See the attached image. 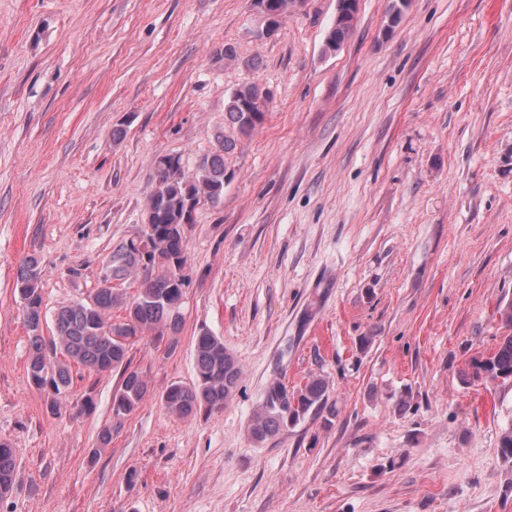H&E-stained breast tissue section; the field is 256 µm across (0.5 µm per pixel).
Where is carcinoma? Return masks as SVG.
<instances>
[{
    "instance_id": "cac0c4a2",
    "label": "carcinoma",
    "mask_w": 512,
    "mask_h": 512,
    "mask_svg": "<svg viewBox=\"0 0 512 512\" xmlns=\"http://www.w3.org/2000/svg\"><path fill=\"white\" fill-rule=\"evenodd\" d=\"M352 24H334L326 38V49L335 51L344 43ZM268 93L255 84L234 90L224 105V125L242 136H249L266 118ZM236 147L234 138L220 136V149L200 158L191 174L174 179L170 174L173 156L155 160L154 185L149 193V224L135 238L116 246L104 264V277L86 299L58 308L53 315L54 331L44 335L47 311L42 296L41 261L28 257L19 268L15 291L24 305L25 325L30 345L28 376L34 387L51 394L49 408H60V397L71 386L74 365L98 374L121 371V385L112 399V424L98 437L104 448L112 441L123 421L150 391L144 375L131 368V343L148 331L175 335L179 331V307L186 286L182 274L187 237V196L219 202L226 183L225 156ZM135 275L137 293L127 298L112 282ZM124 316L115 323L107 316L114 309ZM196 381L191 386L170 385L161 395L164 408L178 418L224 408L239 382L241 369L224 346L223 339L203 330L195 341ZM482 377L489 381L512 378V334L501 338L494 353L476 358L470 368L459 373L461 382ZM332 425L336 404L329 401V381L322 374L312 375L298 391H289L280 380L271 382L262 401L252 413L248 432L262 443L294 426L306 416ZM498 453L512 469V427L505 429ZM18 461L15 449L0 443V499L16 486Z\"/></svg>"
}]
</instances>
